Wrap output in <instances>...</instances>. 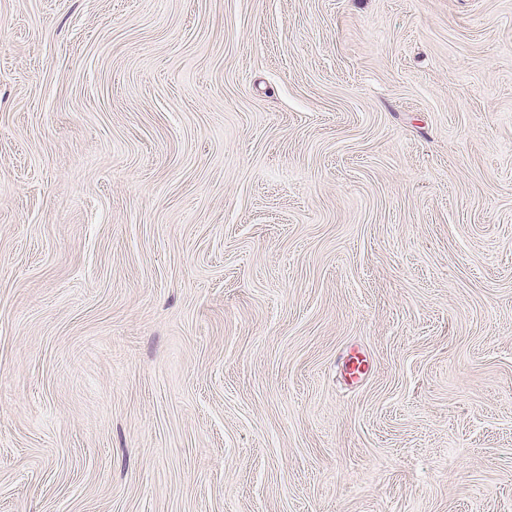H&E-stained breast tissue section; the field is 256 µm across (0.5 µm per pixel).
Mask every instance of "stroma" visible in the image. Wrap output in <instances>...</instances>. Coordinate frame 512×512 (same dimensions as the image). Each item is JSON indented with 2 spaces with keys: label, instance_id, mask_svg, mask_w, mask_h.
I'll return each mask as SVG.
<instances>
[{
  "label": "stroma",
  "instance_id": "obj_1",
  "mask_svg": "<svg viewBox=\"0 0 512 512\" xmlns=\"http://www.w3.org/2000/svg\"><path fill=\"white\" fill-rule=\"evenodd\" d=\"M0 512H512V0H0Z\"/></svg>",
  "mask_w": 512,
  "mask_h": 512
}]
</instances>
